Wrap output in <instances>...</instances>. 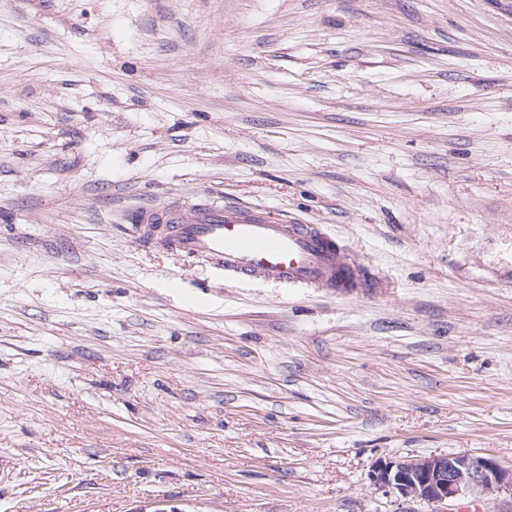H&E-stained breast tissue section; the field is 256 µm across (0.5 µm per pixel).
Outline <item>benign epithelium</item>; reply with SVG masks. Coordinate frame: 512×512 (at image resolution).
I'll list each match as a JSON object with an SVG mask.
<instances>
[{
    "label": "benign epithelium",
    "instance_id": "7a95c632",
    "mask_svg": "<svg viewBox=\"0 0 512 512\" xmlns=\"http://www.w3.org/2000/svg\"><path fill=\"white\" fill-rule=\"evenodd\" d=\"M370 486L387 496L442 507L455 512L467 496L512 493V468L495 459L470 453H448L380 460L369 471Z\"/></svg>",
    "mask_w": 512,
    "mask_h": 512
}]
</instances>
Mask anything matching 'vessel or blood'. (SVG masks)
Here are the masks:
<instances>
[{"label":"vessel or blood","instance_id":"vessel-or-blood-1","mask_svg":"<svg viewBox=\"0 0 512 512\" xmlns=\"http://www.w3.org/2000/svg\"><path fill=\"white\" fill-rule=\"evenodd\" d=\"M140 245L236 278L347 293L376 290L342 259L334 238L315 224L278 217L268 207L182 197L139 209Z\"/></svg>","mask_w":512,"mask_h":512}]
</instances>
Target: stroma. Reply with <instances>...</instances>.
<instances>
[{
    "label": "stroma",
    "mask_w": 512,
    "mask_h": 512,
    "mask_svg": "<svg viewBox=\"0 0 512 512\" xmlns=\"http://www.w3.org/2000/svg\"><path fill=\"white\" fill-rule=\"evenodd\" d=\"M320 225L387 287L149 253L174 196ZM512 467V0H0V512H437ZM370 485L387 496L441 506L453 512L462 498L512 493V468L495 459L470 453H448L377 461Z\"/></svg>",
    "instance_id": "obj_1"
}]
</instances>
